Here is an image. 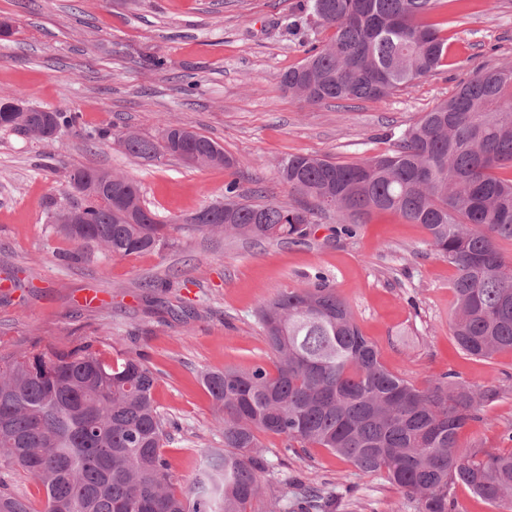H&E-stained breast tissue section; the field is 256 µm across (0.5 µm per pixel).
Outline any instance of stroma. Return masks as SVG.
Returning a JSON list of instances; mask_svg holds the SVG:
<instances>
[{
    "mask_svg": "<svg viewBox=\"0 0 512 512\" xmlns=\"http://www.w3.org/2000/svg\"><path fill=\"white\" fill-rule=\"evenodd\" d=\"M300 0H0V97L78 113V126L39 142L0 129V352L20 354L84 343L112 358L143 353L156 377L154 398L171 423L163 447L179 482L201 455L224 446L206 369L271 364L253 317L260 301L322 273L351 308L383 364L424 386L454 370L473 385L496 383L502 396L484 422L467 428L463 448L498 453L512 425V353L466 358L450 331L455 270L424 243L420 225L393 213L345 228L336 210L315 212L305 242L253 244L181 223L222 200L241 197L306 207L279 164L291 155L341 162L387 151L399 132L447 99L477 69L512 64V0L448 5V56L416 85L378 100L312 105L286 90L282 74L301 63L305 44L331 36L283 21ZM165 69H154L152 56ZM198 94L185 100L179 79ZM180 121L217 141L230 168L198 169L172 157L145 161L87 131L128 128L160 139ZM122 172L163 220L175 219L167 246L126 257L75 246L46 221L47 197L60 196L67 167ZM264 484L288 480L336 494L333 512H414L384 473H364L323 448L297 454L284 438L260 435Z\"/></svg>",
    "mask_w": 512,
    "mask_h": 512,
    "instance_id": "1",
    "label": "stroma"
}]
</instances>
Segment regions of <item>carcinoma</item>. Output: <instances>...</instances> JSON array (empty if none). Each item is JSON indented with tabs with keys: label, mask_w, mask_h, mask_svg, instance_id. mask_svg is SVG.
Segmentation results:
<instances>
[{
	"label": "carcinoma",
	"mask_w": 512,
	"mask_h": 512,
	"mask_svg": "<svg viewBox=\"0 0 512 512\" xmlns=\"http://www.w3.org/2000/svg\"><path fill=\"white\" fill-rule=\"evenodd\" d=\"M446 0H303L295 28L314 18L334 29L281 82L312 105L378 101L442 66L448 20L427 18ZM43 111L0 100V128L28 133ZM53 128L78 125L75 112L51 111ZM92 143L117 142L147 160L165 155L191 166L231 167L213 139L168 124L161 141L127 138L110 128ZM512 65L476 71L445 101L405 129L389 151L357 161L292 155L280 168L291 190L313 208L240 201L225 187L219 222L201 231L252 241L299 242L313 231L314 210L335 209L349 224L378 212L425 231L424 244L456 270L450 328L462 353L490 361L512 351ZM80 196L50 199L47 218L79 248L123 257L168 243L170 222L157 219L130 182L125 207L113 204L111 171H65ZM82 224H60L64 209ZM256 316L273 369L226 367L203 374L219 412L224 451L203 455L182 486L164 457L166 421L153 398L155 378L136 356L109 359L87 344L71 350L0 355V469L36 480L45 512H248L266 491L259 435L289 448H325L359 470L383 471L416 512H461L454 488L466 486L498 512H512V451H460L463 430L483 421L499 385H472L448 371L425 387L390 371L363 336L348 304L320 275L270 300ZM297 512L329 509L331 496L298 481L272 493ZM0 512H35L29 499L0 483Z\"/></svg>",
	"instance_id": "cac0c4a2"
}]
</instances>
